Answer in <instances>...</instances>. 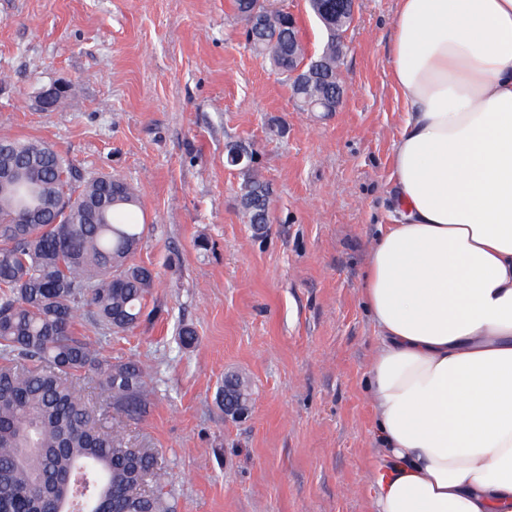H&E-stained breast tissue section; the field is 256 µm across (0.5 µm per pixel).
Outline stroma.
<instances>
[{
  "instance_id": "stroma-1",
  "label": "stroma",
  "mask_w": 512,
  "mask_h": 512,
  "mask_svg": "<svg viewBox=\"0 0 512 512\" xmlns=\"http://www.w3.org/2000/svg\"><path fill=\"white\" fill-rule=\"evenodd\" d=\"M397 0H360L333 112L300 111L233 0H0V136L139 190L151 316L103 355L154 366L131 448H155L177 512H372L376 336L367 255L396 215L390 75ZM71 93L39 105L52 84ZM243 145L250 165L227 159ZM269 189L264 232L240 186ZM197 341L182 345V328ZM237 376L242 418L216 393ZM224 386L231 391V400L235 404H240L245 403L248 400V392L245 382L242 381L237 376L227 377L224 380L223 387L219 389L217 393V401L220 404V406L224 409V414L226 416H231L234 418L244 416L247 413V408L235 407L227 404L230 396H226V398L224 399Z\"/></svg>"
}]
</instances>
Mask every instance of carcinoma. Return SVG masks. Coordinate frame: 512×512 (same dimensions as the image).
<instances>
[{
  "instance_id": "1",
  "label": "carcinoma",
  "mask_w": 512,
  "mask_h": 512,
  "mask_svg": "<svg viewBox=\"0 0 512 512\" xmlns=\"http://www.w3.org/2000/svg\"><path fill=\"white\" fill-rule=\"evenodd\" d=\"M350 20L324 26L326 42L316 77L298 106L336 102V32ZM252 50L289 82L288 54H306L283 19L251 26ZM39 162L26 195L0 185V512H176L165 496L169 472L152 448H129L121 431L102 429L81 377L93 374L101 392L130 420L143 416L154 391L151 371L137 360L102 357L100 337L79 336L75 322L89 311L106 334L136 328L146 316L154 271L135 261L144 226L128 211L134 188L110 174L84 177L38 139L0 137V152ZM265 183L252 175L240 188L247 223L269 222ZM231 400H248L237 376L225 378Z\"/></svg>"
}]
</instances>
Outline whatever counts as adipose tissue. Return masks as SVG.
Here are the masks:
<instances>
[{
    "label": "adipose tissue",
    "instance_id": "ef3b65f1",
    "mask_svg": "<svg viewBox=\"0 0 512 512\" xmlns=\"http://www.w3.org/2000/svg\"><path fill=\"white\" fill-rule=\"evenodd\" d=\"M370 250L375 512H512V0H397Z\"/></svg>",
    "mask_w": 512,
    "mask_h": 512
}]
</instances>
